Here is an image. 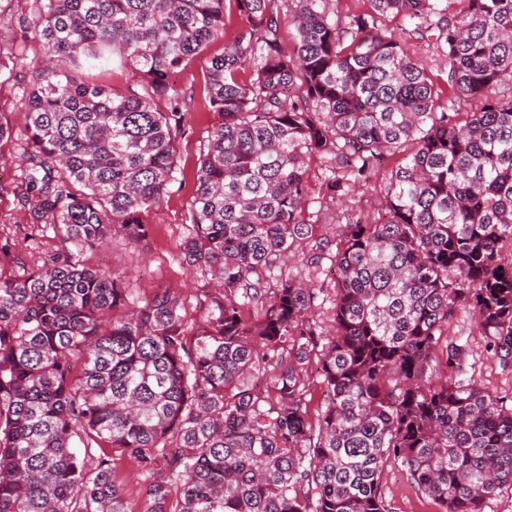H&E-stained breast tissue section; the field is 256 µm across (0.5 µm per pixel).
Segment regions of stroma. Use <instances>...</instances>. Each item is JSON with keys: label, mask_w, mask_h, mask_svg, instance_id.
Segmentation results:
<instances>
[{"label": "stroma", "mask_w": 512, "mask_h": 512, "mask_svg": "<svg viewBox=\"0 0 512 512\" xmlns=\"http://www.w3.org/2000/svg\"><path fill=\"white\" fill-rule=\"evenodd\" d=\"M37 0H0V52L9 56L10 64L0 69V113L13 126L11 139L0 143V229L15 240L13 258L0 265L12 273L18 262L32 263L45 250L51 230L34 228L30 207L16 192L21 175L23 107L32 80L30 63L38 53L36 24ZM223 40L211 42L203 56L196 58L174 74L171 81L182 95L185 121L178 141V159L168 192L160 205L143 213L142 219L151 228L146 246L133 251L120 239H112L89 252L91 265L123 273L129 287L141 295H151L167 288L195 300L204 283L199 274L179 259V244L193 222L190 200L196 190V171L200 155L216 122L210 112L205 82L207 58L219 55ZM380 177L358 183L346 205L321 210L310 206L305 219L312 224H334L343 217L344 208L353 216L366 220L381 212ZM449 343L466 350L462 370L466 376L481 382L490 392L512 400V363L505 365L486 347L484 336L477 332L467 311H458L448 326ZM381 494L389 512H441L439 505L413 484L400 462H389L383 472Z\"/></svg>", "instance_id": "35a3bbf8"}]
</instances>
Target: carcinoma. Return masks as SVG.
<instances>
[{"instance_id": "carcinoma-1", "label": "carcinoma", "mask_w": 512, "mask_h": 512, "mask_svg": "<svg viewBox=\"0 0 512 512\" xmlns=\"http://www.w3.org/2000/svg\"><path fill=\"white\" fill-rule=\"evenodd\" d=\"M37 2L21 188L53 236L0 271V512H389L391 459L442 512L512 487V405L440 349L463 309L512 357V0H365L343 19L292 0L291 54L275 0H235L181 243L207 285L193 311L84 254L149 237L183 128L170 76L224 35V0ZM429 38L441 83L408 43ZM109 56L136 86L71 77ZM395 155L378 218L331 238L305 221L312 160L328 207ZM331 249L324 332L302 273ZM105 446L136 464L139 510Z\"/></svg>"}]
</instances>
